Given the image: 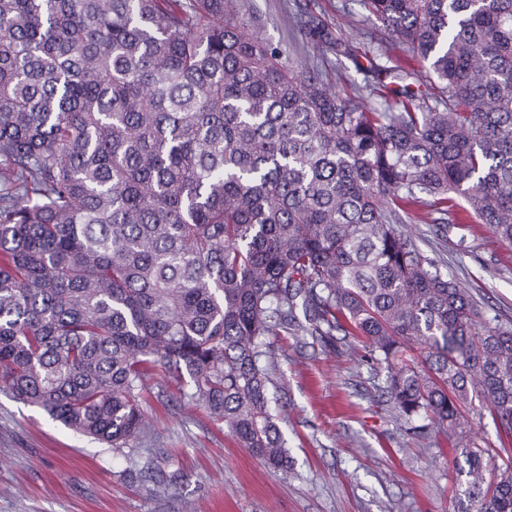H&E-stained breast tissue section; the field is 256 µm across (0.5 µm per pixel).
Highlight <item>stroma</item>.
<instances>
[{
    "mask_svg": "<svg viewBox=\"0 0 512 512\" xmlns=\"http://www.w3.org/2000/svg\"><path fill=\"white\" fill-rule=\"evenodd\" d=\"M249 2L284 60L308 59L345 94L363 86L350 59L302 39L291 19L296 0ZM303 2L357 48L381 33L363 0ZM407 227L425 255L471 289L482 315L512 326V243L476 223L441 236L416 211ZM272 343L291 472L241 448L159 370L142 402L149 430L119 451L0 392V512H457L455 435L409 432L381 393L384 372L358 338L339 333L322 341L282 329ZM148 462L169 481L162 493L144 477Z\"/></svg>",
    "mask_w": 512,
    "mask_h": 512,
    "instance_id": "obj_1",
    "label": "stroma"
}]
</instances>
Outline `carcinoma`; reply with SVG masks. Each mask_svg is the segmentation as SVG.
I'll return each instance as SVG.
<instances>
[{"label": "carcinoma", "instance_id": "cac0c4a2", "mask_svg": "<svg viewBox=\"0 0 512 512\" xmlns=\"http://www.w3.org/2000/svg\"><path fill=\"white\" fill-rule=\"evenodd\" d=\"M236 2L0 0V391L120 449L161 367L286 474L267 338L287 324L359 337L420 434L476 400L511 434L512 330L402 224H457L462 196L512 242V0H365L408 46L388 67L299 10L381 107ZM485 454L461 439L459 512H512Z\"/></svg>", "mask_w": 512, "mask_h": 512}]
</instances>
